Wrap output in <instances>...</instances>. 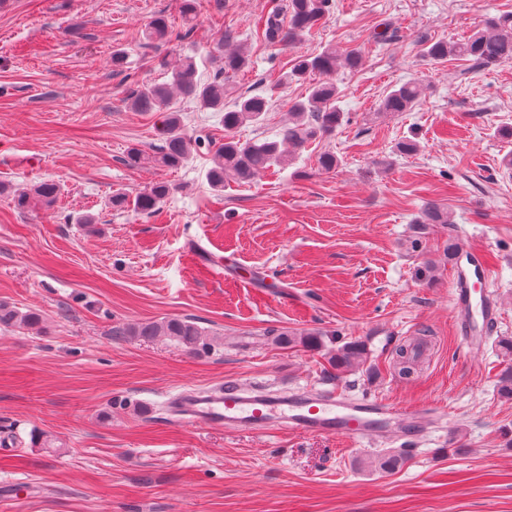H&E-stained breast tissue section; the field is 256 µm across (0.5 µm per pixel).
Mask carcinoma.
Instances as JSON below:
<instances>
[{
    "label": "carcinoma",
    "mask_w": 512,
    "mask_h": 512,
    "mask_svg": "<svg viewBox=\"0 0 512 512\" xmlns=\"http://www.w3.org/2000/svg\"><path fill=\"white\" fill-rule=\"evenodd\" d=\"M333 0H285L266 20L268 38L271 40L295 42L305 32L311 30L327 15ZM172 36L169 25L162 17L150 21L145 29V39L151 42H166ZM423 57L432 64L448 59H462L471 62L478 69L491 68L504 63H512V13L491 17L484 28L465 40L448 42L424 40L421 42ZM348 68H356L361 63V55L350 50L339 56L336 48L328 46L309 58L298 61L291 76L303 79L309 74H318L322 79L313 83L304 99L291 106L292 122L281 129V140L261 143L242 142L236 139L235 130L246 124H257L268 110L269 102L262 95L240 97L234 108L224 110V79L221 75L228 71L237 72L249 66V59L240 50L215 58L218 72L213 80L201 82L197 79L195 59L185 57L171 71V80L165 83L144 84L129 98V106L136 112H160L162 118L156 129L159 145L154 161L164 167H178L187 161L192 152V140L187 138L182 118L177 111L169 109L170 98L178 93L194 100L202 110L224 113V144L211 159L206 178L211 189L224 190V181L233 179L248 182L257 174L277 163L286 162L280 150L283 142L297 152L305 144L317 137L328 135L349 120L345 113L336 107L339 89L333 81L338 61ZM422 87L416 82L404 83L389 89L380 101L381 111L387 114L410 111L420 100ZM60 193L54 182L43 181L30 188L18 189L14 193V203L19 209L36 206H52ZM170 193L165 182H156L143 192L130 196L125 192L112 195L111 206L117 210L132 209L142 214L153 212ZM40 313L28 310L22 312L8 304L0 303V326L17 328L31 333L42 329ZM115 336H139L155 339L165 336L190 352L204 350L210 346L209 339L193 321L171 318L161 322L137 323L113 330ZM281 345L300 344L304 347H318L321 338L314 334L293 336L286 332L277 335ZM367 362V349L364 343L351 340L336 346L329 364L336 373L356 371ZM496 391L505 400H512V369L503 371L496 381ZM408 459L406 451H389L382 454L376 467L382 471L394 470Z\"/></svg>",
    "instance_id": "1"
}]
</instances>
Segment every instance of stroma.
I'll use <instances>...</instances> for the list:
<instances>
[{
  "label": "stroma",
  "mask_w": 512,
  "mask_h": 512,
  "mask_svg": "<svg viewBox=\"0 0 512 512\" xmlns=\"http://www.w3.org/2000/svg\"><path fill=\"white\" fill-rule=\"evenodd\" d=\"M279 0H10L0 7V302L39 310L35 335L0 328V485L38 489L0 512H512V401L495 383L507 366L495 345L512 336V63L430 64L421 39L456 41L512 0H334L293 43H270ZM164 17L169 43H147ZM359 49L338 69L350 120L247 183L212 191L206 171L224 141L222 112L171 103L201 145L176 168L155 166L157 116L130 109L132 92L170 80L162 61L191 56L209 80L211 56L243 49L247 69L224 77V106L260 94L269 110L243 141L275 138L308 81L284 83L302 57ZM125 53L113 67L112 52ZM426 93L408 112L379 113L388 89ZM409 139L417 148L399 153ZM137 147L146 162L127 163ZM335 154L330 172L322 153ZM53 181L49 208L17 209L11 191ZM172 191L150 214L111 208L113 192L155 182ZM435 202L451 224H425ZM97 219L95 232L68 215ZM485 254L501 318L466 347L453 305L449 244ZM189 318L212 335L195 353L167 338H118L131 323ZM316 333L321 347L276 344ZM427 342L403 379L396 347ZM358 340L370 372L336 374V342ZM235 381L331 390L400 408L431 406L419 437L369 439L183 427L164 404L179 387ZM50 435L57 450L31 438ZM409 447L403 467L373 459Z\"/></svg>",
  "instance_id": "1"
}]
</instances>
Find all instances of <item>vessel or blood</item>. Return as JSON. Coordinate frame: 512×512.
I'll use <instances>...</instances> for the list:
<instances>
[{"mask_svg":"<svg viewBox=\"0 0 512 512\" xmlns=\"http://www.w3.org/2000/svg\"><path fill=\"white\" fill-rule=\"evenodd\" d=\"M458 257L463 264L456 269L452 298L464 319L466 344L472 347L495 325L497 304L482 292L490 281L483 255L463 247ZM169 411L173 421L185 427L225 428L253 434L287 429L345 438L371 437L399 419L405 425H417L434 414L430 407L403 412L381 399H343L294 389L273 393L241 383L183 389L170 399Z\"/></svg>","mask_w":512,"mask_h":512,"instance_id":"vessel-or-blood-1","label":"vessel or blood"}]
</instances>
